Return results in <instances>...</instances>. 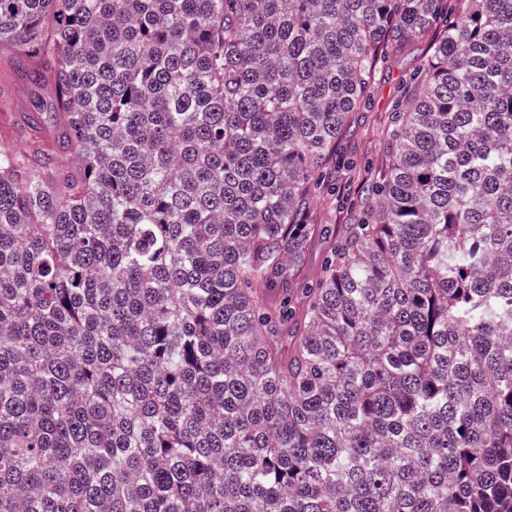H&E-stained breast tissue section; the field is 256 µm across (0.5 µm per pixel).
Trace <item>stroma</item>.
<instances>
[{"mask_svg":"<svg viewBox=\"0 0 512 512\" xmlns=\"http://www.w3.org/2000/svg\"><path fill=\"white\" fill-rule=\"evenodd\" d=\"M425 49V44L418 42L386 55L365 105L356 112L341 140L340 177L334 197L320 199L316 207L318 223L336 230L351 222L352 205L360 197L362 186L376 176L381 166L384 131L401 106L404 87L416 72ZM36 95L47 101L52 91L33 90L14 73L0 75V150L21 151L27 147L23 121Z\"/></svg>","mask_w":512,"mask_h":512,"instance_id":"35a3bbf8","label":"stroma"}]
</instances>
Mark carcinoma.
Masks as SVG:
<instances>
[{
	"label": "carcinoma",
	"instance_id": "cac0c4a2",
	"mask_svg": "<svg viewBox=\"0 0 512 512\" xmlns=\"http://www.w3.org/2000/svg\"><path fill=\"white\" fill-rule=\"evenodd\" d=\"M0 50L54 88L0 150V512H512V0H0ZM425 49L426 44L418 42L386 55L365 105L355 113L351 127L343 135L337 159L350 166L339 169L333 199L320 198L316 207L318 224H327L336 230V235L342 224L351 223L352 204L384 160L385 128L402 105L406 82L416 72ZM328 238H316L311 242L309 250L306 253L304 265L305 279L301 286L311 285L319 276L322 264L328 252Z\"/></svg>",
	"mask_w": 512,
	"mask_h": 512
}]
</instances>
